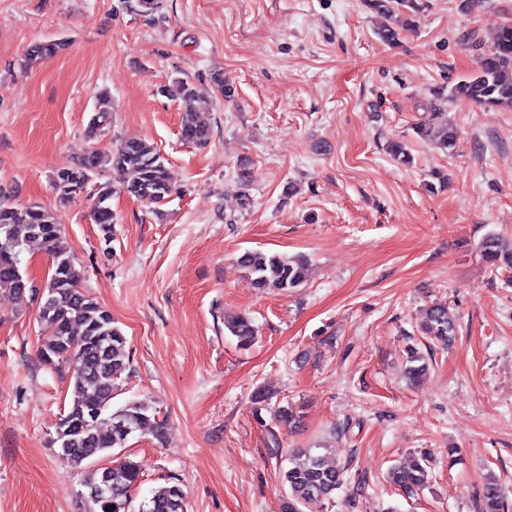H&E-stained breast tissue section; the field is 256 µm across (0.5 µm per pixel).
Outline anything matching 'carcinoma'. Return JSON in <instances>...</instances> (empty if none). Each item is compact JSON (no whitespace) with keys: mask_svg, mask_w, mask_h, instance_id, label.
<instances>
[{"mask_svg":"<svg viewBox=\"0 0 512 512\" xmlns=\"http://www.w3.org/2000/svg\"><path fill=\"white\" fill-rule=\"evenodd\" d=\"M420 11L417 0H368L377 13L394 18V23L409 24L395 17V5ZM65 43L57 40L31 44L26 53L28 61L44 60L58 54ZM169 96L184 105L181 120V138L189 143H204L210 136L209 127L200 118L197 106L202 94L196 87L177 80L166 88ZM452 96L465 102L485 106L512 107V23L496 27L491 44L477 58L473 73L458 80L451 88L439 87L432 91L423 110L428 117L413 126L414 133L443 151H450L456 142V129L448 124L442 100ZM112 103L108 93L100 95L99 109L90 120L98 128L109 116ZM387 150L394 161L411 163L404 142L392 140ZM108 166H116L128 173L125 192L141 201L160 208L173 192L165 160L148 142L131 138L120 142L110 153L91 152L74 167L62 169L55 175V188L60 199L66 200L83 191ZM112 188L97 184L95 188L93 220L100 226L103 238L111 242L113 214L110 200ZM32 244L46 251L51 263L50 290L38 305V322L42 329L40 356L55 366L77 365L81 373L70 380L71 400L57 427L58 444L66 463L74 468L90 465L109 450L124 448L136 433L146 427L156 436L164 435L165 422L156 417V411L147 403L130 401L112 408L117 382L129 365L128 340L112 315L102 308L82 288V272L65 241L56 215L37 204H20L12 195L0 190V289L24 300L33 293L31 284L21 271V255ZM483 261L492 269L512 268V249H507L499 236L486 235L479 245ZM239 265L262 291L288 293L300 287L307 272L302 256H288L262 250H246L238 258ZM237 339V345L248 347L257 336V330L248 317H239L227 326ZM421 332L448 344L455 335V318L445 304H431L423 313ZM407 375L417 379L428 370L424 357L414 347L407 349ZM96 419L87 430L81 422L88 412ZM121 423L125 430L116 427ZM427 456L420 455L390 472V483L406 496H413L428 483ZM141 465L129 458L101 469L95 467L85 482V497L93 512H132L131 488L138 483ZM345 469L331 466L323 456L309 451H298L288 456V468L283 480L288 487L282 512H304L313 505L332 498L344 484ZM479 512H512L501 488L495 482L484 484L478 502ZM138 512H186L185 497L180 486L172 485L143 501Z\"/></svg>","mask_w":512,"mask_h":512,"instance_id":"cac0c4a2","label":"carcinoma"}]
</instances>
